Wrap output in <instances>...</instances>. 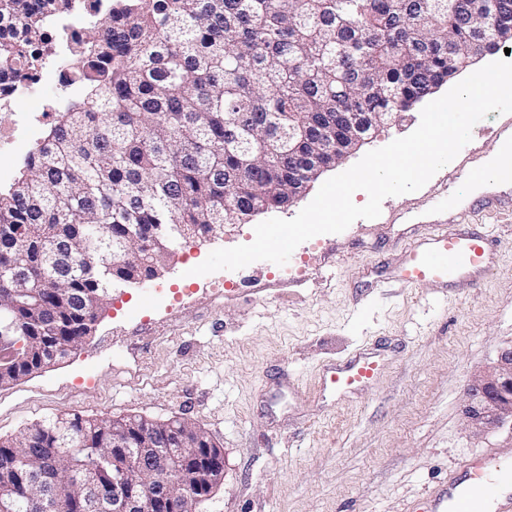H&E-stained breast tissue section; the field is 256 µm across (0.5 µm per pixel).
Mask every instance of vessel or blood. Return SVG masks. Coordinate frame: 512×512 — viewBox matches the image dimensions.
<instances>
[{"label": "vessel or blood", "instance_id": "obj_1", "mask_svg": "<svg viewBox=\"0 0 512 512\" xmlns=\"http://www.w3.org/2000/svg\"><path fill=\"white\" fill-rule=\"evenodd\" d=\"M494 184L502 195L481 200L485 211H494L507 204V191H512V169L495 174ZM496 241L485 225L465 221L438 224L421 232L402 246L397 264L372 266L366 274L374 282L388 279L403 288L430 285L443 296L458 289L475 287L492 271ZM383 363L375 350L369 349L336 361L323 370L320 390L348 392L374 384L381 376ZM512 447L469 458L462 472H452L444 484L436 487L410 512H512Z\"/></svg>", "mask_w": 512, "mask_h": 512}]
</instances>
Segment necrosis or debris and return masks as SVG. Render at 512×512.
<instances>
[{"label": "necrosis or debris", "mask_w": 512, "mask_h": 512, "mask_svg": "<svg viewBox=\"0 0 512 512\" xmlns=\"http://www.w3.org/2000/svg\"><path fill=\"white\" fill-rule=\"evenodd\" d=\"M102 12L81 8L78 20L54 17L44 31L42 42L30 50L28 63L17 70L0 73V110L8 112V124H0V156L16 157L21 152H34L40 139V127L53 123L61 108L62 98H75L81 84L75 80L71 66L64 59L74 52V40L81 37L83 24L102 25ZM44 98L42 112L16 111L18 101Z\"/></svg>", "instance_id": "4bbe7bcc"}]
</instances>
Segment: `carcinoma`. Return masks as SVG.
Instances as JSON below:
<instances>
[{
	"instance_id": "cac0c4a2",
	"label": "carcinoma",
	"mask_w": 512,
	"mask_h": 512,
	"mask_svg": "<svg viewBox=\"0 0 512 512\" xmlns=\"http://www.w3.org/2000/svg\"><path fill=\"white\" fill-rule=\"evenodd\" d=\"M73 0H0V70L26 62ZM112 28L75 51L85 96L0 191V251L17 272L0 293L15 384L77 351L110 304L112 277L161 273L179 242L288 205L374 125L429 98L512 42V0H109ZM301 151L288 147V113ZM45 281L33 287L34 279ZM186 447L174 475L186 505L219 480L223 449L193 423L67 413L0 439V504L81 512L84 473L112 486L113 447Z\"/></svg>"
}]
</instances>
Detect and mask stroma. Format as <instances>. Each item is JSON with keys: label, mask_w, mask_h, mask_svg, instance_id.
<instances>
[{"label": "stroma", "mask_w": 512, "mask_h": 512, "mask_svg": "<svg viewBox=\"0 0 512 512\" xmlns=\"http://www.w3.org/2000/svg\"><path fill=\"white\" fill-rule=\"evenodd\" d=\"M419 123L416 109L386 122L274 215L295 217L323 179ZM507 126L512 113H488L420 190L300 244L285 265L193 272L213 250L251 243L264 212L181 241L152 281L115 284L81 349L0 387V438L64 413L185 419L224 451V481L198 512H408L449 470L512 439V425L479 433L464 415L471 379L512 344V211H472L499 240L496 266L451 298L387 288L361 312L362 272L395 263L404 243L487 194L471 174ZM367 346L383 355L375 385L344 398L319 391L324 364Z\"/></svg>", "instance_id": "1"}]
</instances>
